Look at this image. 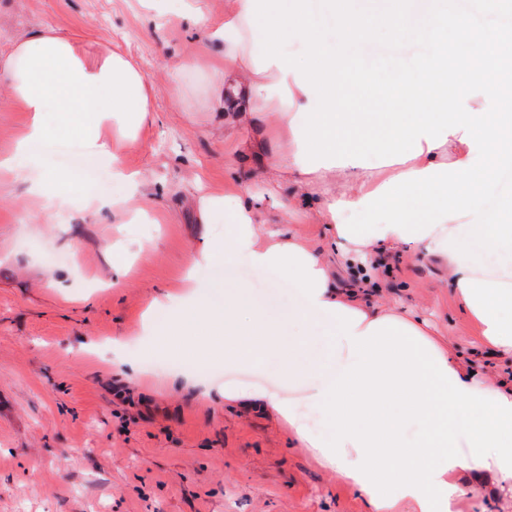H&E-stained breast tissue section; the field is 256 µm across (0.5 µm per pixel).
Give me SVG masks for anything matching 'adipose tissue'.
Returning <instances> with one entry per match:
<instances>
[{
  "instance_id": "adipose-tissue-1",
  "label": "adipose tissue",
  "mask_w": 512,
  "mask_h": 512,
  "mask_svg": "<svg viewBox=\"0 0 512 512\" xmlns=\"http://www.w3.org/2000/svg\"><path fill=\"white\" fill-rule=\"evenodd\" d=\"M247 7V0H227L220 20L183 7V16L203 37L202 49L222 59L210 75L208 110L268 183L292 184L278 205L281 218L303 213L327 225L330 249L315 250L291 235L263 234L260 226L269 212L264 196L209 195L200 200V223L228 220L234 229L229 236L207 238L191 266L213 265L231 254L253 268L280 271L305 310L334 329L324 353H317L302 330L300 312H269L228 276L207 284L192 281L190 299L173 314L164 336L185 352L220 354L228 364L273 365L278 389L228 386L225 401L273 410L289 437L335 470L365 512H458L468 478L490 480L494 506L512 512V379L484 371L481 352L459 359L398 306L363 298V282L339 286V268L376 269L381 256L405 244L392 231L381 239L349 242L337 229L349 211H330L340 201L359 202L385 179L375 167L311 172L299 164V112L314 106L315 98L299 88L294 73L274 65L257 68L260 33L249 25ZM282 81L291 103L272 90ZM0 86L28 115L23 137L11 156L0 159V168L25 178L31 194L42 199L41 223H53L68 206L92 220L113 208L104 198L66 194L61 175L43 170L38 148L54 132L85 140L133 192L145 188L143 175L127 172L119 155L135 147L142 129L155 121L153 90L134 58L116 49L95 55L53 29H40L0 57ZM469 158L468 144L451 134L441 146L393 164L391 173ZM466 230L448 221L418 245L447 273L480 329L481 343L512 355V282L458 262L442 247L447 236L461 239Z\"/></svg>"
}]
</instances>
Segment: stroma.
I'll list each match as a JSON object with an SVG mask.
<instances>
[{
	"instance_id": "stroma-1",
	"label": "stroma",
	"mask_w": 512,
	"mask_h": 512,
	"mask_svg": "<svg viewBox=\"0 0 512 512\" xmlns=\"http://www.w3.org/2000/svg\"><path fill=\"white\" fill-rule=\"evenodd\" d=\"M181 8L157 0L149 16L138 0H0V56L38 28L112 45L140 59L156 110L139 146L121 154L151 193L72 185L76 196H108L147 220L101 224L73 211L38 224L27 183L9 176L0 188V512H364L271 411L225 401V383H270L265 369L203 375L145 334L152 298L181 293L193 251L230 230L199 223L197 198L261 188L203 110L213 62L178 20ZM183 55L196 58L184 74L187 108L173 103L167 68ZM26 121L0 87V158L14 152ZM120 250L126 273L117 278ZM228 272L270 312L300 302L280 272L232 255L195 271L203 282ZM368 292L425 321L457 354L479 342L443 271L414 249L376 270Z\"/></svg>"
}]
</instances>
